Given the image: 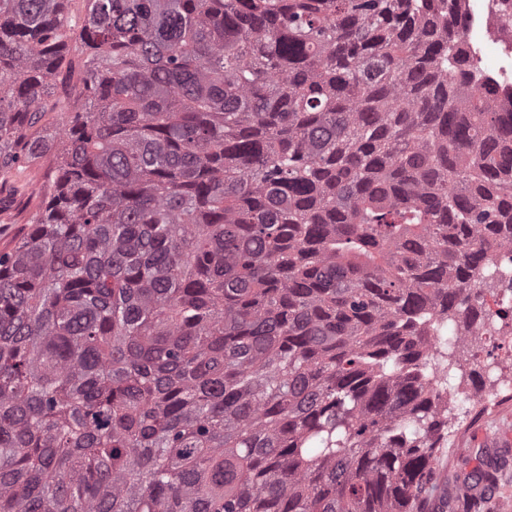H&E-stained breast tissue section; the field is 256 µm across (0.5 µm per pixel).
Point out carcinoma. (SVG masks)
I'll use <instances>...</instances> for the list:
<instances>
[{
	"label": "carcinoma",
	"instance_id": "obj_1",
	"mask_svg": "<svg viewBox=\"0 0 512 512\" xmlns=\"http://www.w3.org/2000/svg\"><path fill=\"white\" fill-rule=\"evenodd\" d=\"M71 2L0 0V194L54 184L0 251V512H445L429 322L512 250L460 0Z\"/></svg>",
	"mask_w": 512,
	"mask_h": 512
}]
</instances>
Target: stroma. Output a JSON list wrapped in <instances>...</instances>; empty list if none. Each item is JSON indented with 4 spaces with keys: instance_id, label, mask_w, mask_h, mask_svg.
<instances>
[{
    "instance_id": "35a3bbf8",
    "label": "stroma",
    "mask_w": 512,
    "mask_h": 512,
    "mask_svg": "<svg viewBox=\"0 0 512 512\" xmlns=\"http://www.w3.org/2000/svg\"><path fill=\"white\" fill-rule=\"evenodd\" d=\"M46 172L45 165L36 164L18 179L12 208L0 213V250L11 245L25 228L30 211L40 203ZM492 333L512 334L511 309H504L486 331L465 337L452 349L440 346L436 354L437 370L448 371L449 382L460 393L478 395L493 378L502 381L493 400L473 403L452 416L446 444L438 452L437 472L440 479L459 480L495 459L501 464L497 484L512 494V442L505 436L512 430V350H499L493 362H480L475 356L479 348L487 346Z\"/></svg>"
}]
</instances>
